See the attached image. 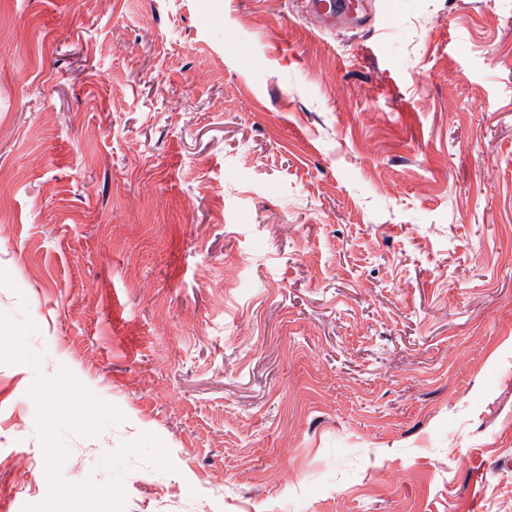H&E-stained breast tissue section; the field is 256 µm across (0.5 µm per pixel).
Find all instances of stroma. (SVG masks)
I'll list each match as a JSON object with an SVG mask.
<instances>
[{
	"mask_svg": "<svg viewBox=\"0 0 512 512\" xmlns=\"http://www.w3.org/2000/svg\"><path fill=\"white\" fill-rule=\"evenodd\" d=\"M0 512H512V0H0ZM308 6L309 13L315 15L325 26L354 18L363 8L358 0H309Z\"/></svg>",
	"mask_w": 512,
	"mask_h": 512,
	"instance_id": "obj_1",
	"label": "stroma"
}]
</instances>
